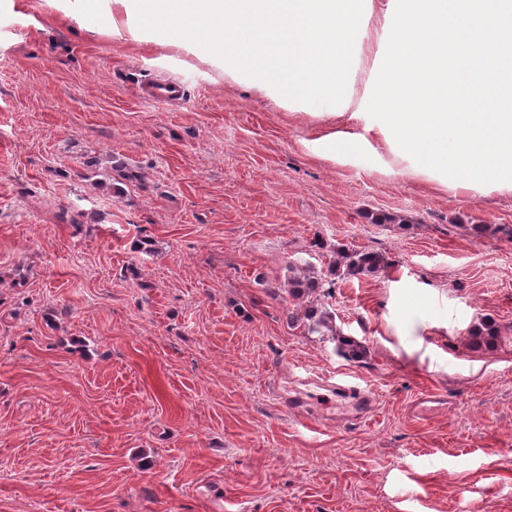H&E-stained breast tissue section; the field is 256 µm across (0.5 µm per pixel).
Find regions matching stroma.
<instances>
[{
  "label": "stroma",
  "instance_id": "stroma-1",
  "mask_svg": "<svg viewBox=\"0 0 512 512\" xmlns=\"http://www.w3.org/2000/svg\"><path fill=\"white\" fill-rule=\"evenodd\" d=\"M207 54L113 38L96 0L79 25L0 0V512H512V195L318 158L322 120ZM341 246L391 262L323 300L359 363L267 289ZM297 365L372 413L289 411Z\"/></svg>",
  "mask_w": 512,
  "mask_h": 512
}]
</instances>
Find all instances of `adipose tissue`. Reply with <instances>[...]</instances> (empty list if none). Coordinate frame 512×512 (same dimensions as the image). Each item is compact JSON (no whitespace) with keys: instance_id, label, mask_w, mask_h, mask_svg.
Here are the masks:
<instances>
[{"instance_id":"ef3b65f1","label":"adipose tissue","mask_w":512,"mask_h":512,"mask_svg":"<svg viewBox=\"0 0 512 512\" xmlns=\"http://www.w3.org/2000/svg\"><path fill=\"white\" fill-rule=\"evenodd\" d=\"M111 33L141 39L157 20L170 23L169 41L210 45L209 62L225 76L249 75L264 94L289 110L319 118L327 133L313 143L336 162L378 154L388 144L380 128L356 133L351 113L361 106L379 49L389 0H101Z\"/></svg>"}]
</instances>
